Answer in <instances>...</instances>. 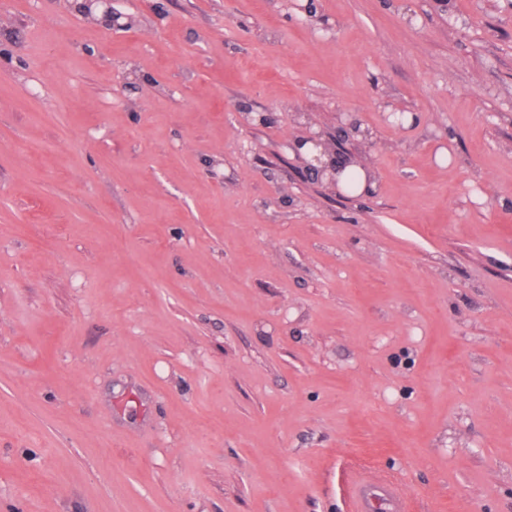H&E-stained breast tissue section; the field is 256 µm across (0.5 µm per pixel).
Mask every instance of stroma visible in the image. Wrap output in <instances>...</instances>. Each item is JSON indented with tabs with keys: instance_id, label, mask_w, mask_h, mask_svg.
Returning a JSON list of instances; mask_svg holds the SVG:
<instances>
[{
	"instance_id": "obj_1",
	"label": "stroma",
	"mask_w": 512,
	"mask_h": 512,
	"mask_svg": "<svg viewBox=\"0 0 512 512\" xmlns=\"http://www.w3.org/2000/svg\"><path fill=\"white\" fill-rule=\"evenodd\" d=\"M307 1L0 0V512H512V0ZM300 142H311L316 147L322 146L324 148V152L327 153L329 157V161L327 162L328 157L326 155L321 156L322 161L327 162L323 166H315L312 163H310L307 166L309 174L311 173L313 175L312 179L321 182L323 179H326L328 182L334 184L336 183L337 179V183L340 184V186L345 191L352 192L354 196L369 194L374 190L375 177L372 170L364 168L363 166L358 165L356 163L347 166L349 163H347L346 161L336 159L335 156L331 154L329 147L323 141V138L321 137L320 133H314L306 140H302ZM344 168L346 169L343 171ZM336 170L337 173H341L336 175ZM353 172L356 173L358 177L357 181L350 185L348 177ZM407 497L395 485L382 484L367 477L353 481L351 512H406Z\"/></svg>"
}]
</instances>
